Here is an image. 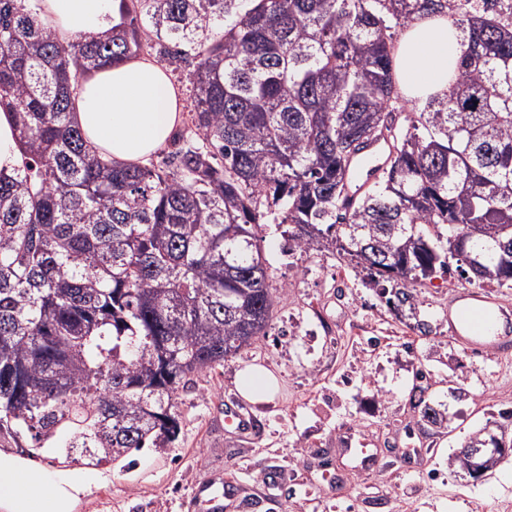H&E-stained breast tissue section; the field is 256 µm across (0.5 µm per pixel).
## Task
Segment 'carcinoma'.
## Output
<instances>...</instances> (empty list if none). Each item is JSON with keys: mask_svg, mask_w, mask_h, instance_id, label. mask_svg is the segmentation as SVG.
<instances>
[{"mask_svg": "<svg viewBox=\"0 0 512 512\" xmlns=\"http://www.w3.org/2000/svg\"><path fill=\"white\" fill-rule=\"evenodd\" d=\"M38 8L0 0L22 152L0 172L1 448L98 466L169 447L184 380L267 334L265 224L401 305L453 262L512 288V0H119L69 40ZM444 12L454 77L402 124L394 38ZM144 53L190 69L174 170L102 159L73 119L81 79ZM365 133L386 164L350 200Z\"/></svg>", "mask_w": 512, "mask_h": 512, "instance_id": "carcinoma-1", "label": "carcinoma"}]
</instances>
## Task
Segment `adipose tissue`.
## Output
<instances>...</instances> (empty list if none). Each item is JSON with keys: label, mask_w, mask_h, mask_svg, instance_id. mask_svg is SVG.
I'll return each instance as SVG.
<instances>
[{"label": "adipose tissue", "mask_w": 512, "mask_h": 512, "mask_svg": "<svg viewBox=\"0 0 512 512\" xmlns=\"http://www.w3.org/2000/svg\"><path fill=\"white\" fill-rule=\"evenodd\" d=\"M43 17L60 39L112 25L113 0H43ZM454 18L437 14L407 27L395 49L397 88L406 98L443 94L458 55ZM74 120L87 144L122 164H140L163 148L181 120V94L166 69L142 57L93 72L79 86ZM22 464L0 452V512H73L91 481L81 469H42L20 484Z\"/></svg>", "instance_id": "ef3b65f1"}]
</instances>
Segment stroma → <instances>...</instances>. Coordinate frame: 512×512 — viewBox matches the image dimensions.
I'll list each match as a JSON object with an SVG mask.
<instances>
[{"label":"stroma","mask_w":512,"mask_h":512,"mask_svg":"<svg viewBox=\"0 0 512 512\" xmlns=\"http://www.w3.org/2000/svg\"><path fill=\"white\" fill-rule=\"evenodd\" d=\"M262 236L280 291L266 336L180 386L170 447L99 467L78 460L96 480L75 512H190L195 489L216 478L250 512H497L512 502V455L478 480L452 463L487 419L512 410V358L452 337L448 307L467 282L434 278L396 308L337 253L289 250L287 225ZM254 365L279 391L238 433L224 409ZM428 406L442 423L423 418ZM349 442L375 453L373 469L344 453ZM409 443L417 457L404 455Z\"/></svg>","instance_id":"1"}]
</instances>
